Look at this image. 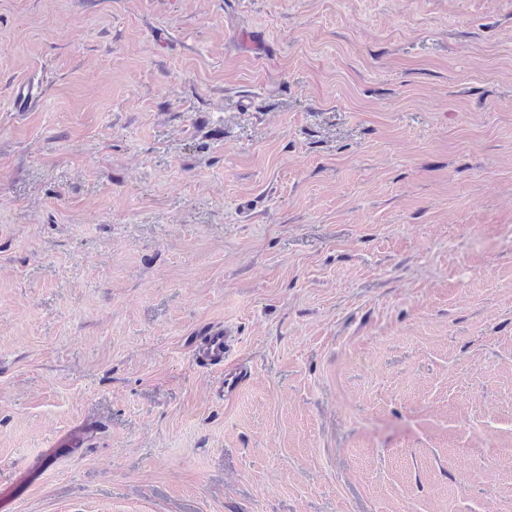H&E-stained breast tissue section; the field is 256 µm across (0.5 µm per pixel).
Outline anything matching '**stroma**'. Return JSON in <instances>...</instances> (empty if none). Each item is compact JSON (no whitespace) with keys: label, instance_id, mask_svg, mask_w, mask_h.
<instances>
[{"label":"stroma","instance_id":"35a3bbf8","mask_svg":"<svg viewBox=\"0 0 512 512\" xmlns=\"http://www.w3.org/2000/svg\"><path fill=\"white\" fill-rule=\"evenodd\" d=\"M0 512H512V0H0ZM229 332L224 329L213 331L209 334L206 340V347L204 350V356L215 363L224 362V358L228 353V338Z\"/></svg>","mask_w":512,"mask_h":512}]
</instances>
